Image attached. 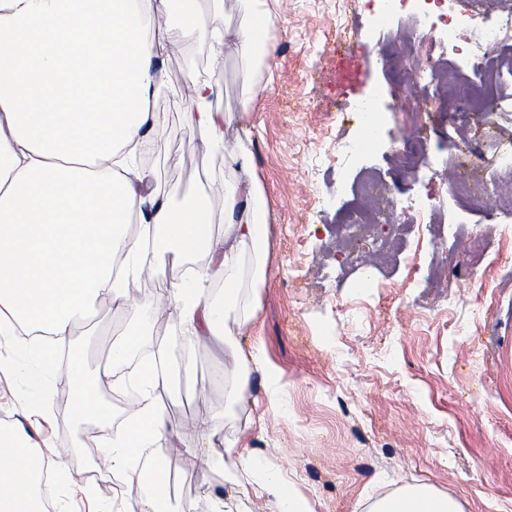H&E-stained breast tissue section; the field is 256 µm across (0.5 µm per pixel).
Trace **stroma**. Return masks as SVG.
Masks as SVG:
<instances>
[{
  "mask_svg": "<svg viewBox=\"0 0 512 512\" xmlns=\"http://www.w3.org/2000/svg\"><path fill=\"white\" fill-rule=\"evenodd\" d=\"M199 9L234 30L256 22L261 6L201 0ZM374 14L364 0H280L269 20L274 49L262 64L235 48L213 62L206 40L156 47L167 69L155 102L163 146L142 150L139 165L155 171L159 184L185 187L187 197L205 193L214 215L222 214L217 187L235 173L223 148L205 147L187 119L198 78L216 88L214 110L249 109L248 147L270 202L266 280L254 287L258 257L246 252L239 294L227 306L231 343L261 347L264 367L251 376V402L234 399L218 347L177 321L153 320L178 268L139 282L131 309L76 325L67 345L94 373L135 317L150 318L132 357L163 345L171 358L164 410L173 433L154 444L177 478L166 512H211L217 492L224 512H280L277 498L240 492L277 471L313 512H368L415 487L451 497L462 512H512V240L505 238L512 207L457 208L450 186L458 173L491 178L500 147L512 144V105L466 111L464 94L478 75L452 67L444 106L423 115L428 136L412 149L423 166L409 171L397 163L400 128L391 121L367 151L338 154L337 145L363 136L358 102L390 107L409 84L414 48L402 37L404 23L393 19L380 35ZM370 178L388 184L390 200L408 192L428 197L460 224L484 229V271H470L448 223L408 219L394 247L374 242L350 252L349 214L382 206L360 191ZM252 307L256 323L243 325ZM61 377L60 368L41 374L27 365L0 374V423L21 424L35 449H64L61 465L88 479L49 482L48 498L86 512L85 484L107 498L126 486L121 473L100 466V449L82 447L80 430L109 434L139 393L97 385L99 402L112 408L110 426L100 428L57 404ZM35 381L45 402L33 415L18 399ZM199 416L212 419L209 436L196 431ZM206 444L234 445L249 469L230 458L214 463L201 452Z\"/></svg>",
  "mask_w": 512,
  "mask_h": 512,
  "instance_id": "obj_1",
  "label": "stroma"
}]
</instances>
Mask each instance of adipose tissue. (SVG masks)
<instances>
[{
	"mask_svg": "<svg viewBox=\"0 0 512 512\" xmlns=\"http://www.w3.org/2000/svg\"><path fill=\"white\" fill-rule=\"evenodd\" d=\"M174 0H0V347L15 344L22 325L38 330L34 342L44 366L71 335L78 318L110 304L128 307L130 280L184 273L170 286V317L192 333L223 345L225 302L237 295L224 281V301L203 298L215 270L235 266L245 248L265 254L268 198L246 142L247 112L213 111L215 93L194 84L189 120L207 143L223 146L224 163L237 172L224 188V236L212 233L205 195L182 208L171 205L176 185L159 186L151 171L133 165L145 141L160 142L163 120L153 107L166 76L156 43L206 38L215 50L230 45L267 55L256 27L235 31L218 19L185 10L169 23ZM139 222L145 238L131 234ZM203 266H191L195 255ZM119 384L141 392L136 409L113 430L105 459L127 477L128 491L108 501L87 496L96 512H158L168 490L143 488L145 471L162 478L163 457L151 454L168 421L160 389L169 380L168 355L158 349ZM75 418L99 414L93 376L82 363L69 368ZM51 466L33 453L23 430L0 425V512H46L38 479ZM372 512H458L455 503L424 489L378 501Z\"/></svg>",
	"mask_w": 512,
	"mask_h": 512,
	"instance_id": "1",
	"label": "adipose tissue"
}]
</instances>
